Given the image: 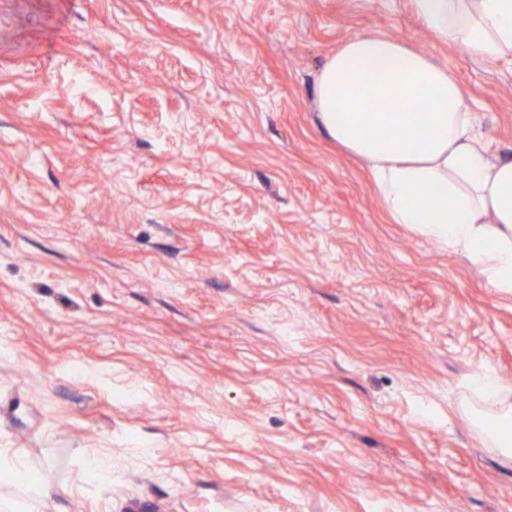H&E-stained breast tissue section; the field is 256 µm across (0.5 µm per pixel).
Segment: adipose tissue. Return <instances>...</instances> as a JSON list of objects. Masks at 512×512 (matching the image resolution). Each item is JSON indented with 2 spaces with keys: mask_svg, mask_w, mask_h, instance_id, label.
Returning a JSON list of instances; mask_svg holds the SVG:
<instances>
[{
  "mask_svg": "<svg viewBox=\"0 0 512 512\" xmlns=\"http://www.w3.org/2000/svg\"><path fill=\"white\" fill-rule=\"evenodd\" d=\"M410 3L438 39L512 59V0ZM315 95L325 130L367 163L393 223L461 253L512 297V157L491 155L452 72L402 41L358 35L328 58ZM371 100L383 109L362 111Z\"/></svg>",
  "mask_w": 512,
  "mask_h": 512,
  "instance_id": "ef3b65f1",
  "label": "adipose tissue"
}]
</instances>
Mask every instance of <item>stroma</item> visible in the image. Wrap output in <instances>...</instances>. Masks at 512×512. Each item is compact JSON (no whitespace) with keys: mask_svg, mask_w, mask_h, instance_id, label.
<instances>
[{"mask_svg":"<svg viewBox=\"0 0 512 512\" xmlns=\"http://www.w3.org/2000/svg\"><path fill=\"white\" fill-rule=\"evenodd\" d=\"M377 33L512 157V61L409 0H0L13 512H512L469 418L476 375L512 382V297L392 223L317 118L327 58Z\"/></svg>","mask_w":512,"mask_h":512,"instance_id":"35a3bbf8","label":"stroma"}]
</instances>
